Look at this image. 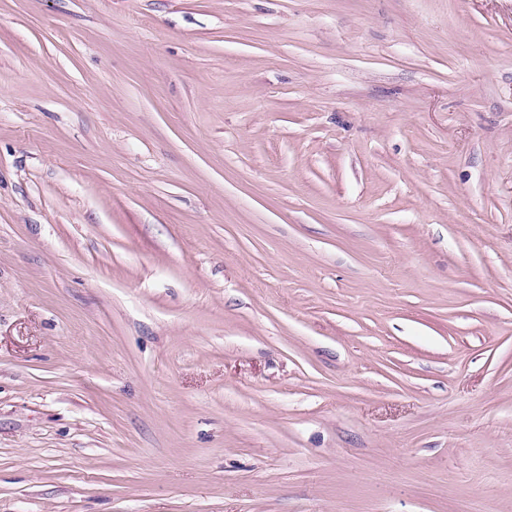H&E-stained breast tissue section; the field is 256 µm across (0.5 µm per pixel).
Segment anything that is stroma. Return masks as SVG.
<instances>
[{
	"label": "stroma",
	"instance_id": "35a3bbf8",
	"mask_svg": "<svg viewBox=\"0 0 512 512\" xmlns=\"http://www.w3.org/2000/svg\"><path fill=\"white\" fill-rule=\"evenodd\" d=\"M0 512H512V0H0Z\"/></svg>",
	"mask_w": 512,
	"mask_h": 512
}]
</instances>
